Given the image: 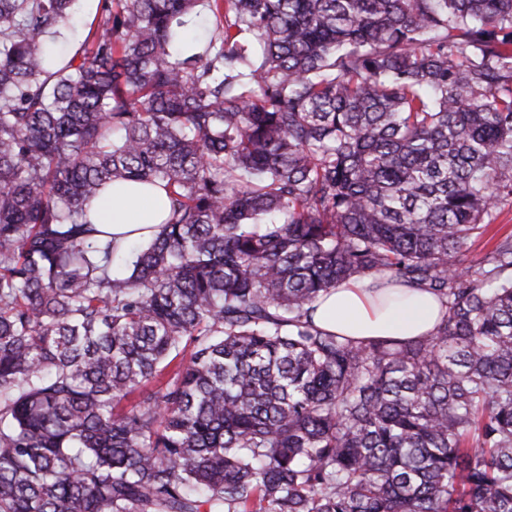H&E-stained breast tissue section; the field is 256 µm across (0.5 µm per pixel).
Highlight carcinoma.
<instances>
[{
    "label": "carcinoma",
    "mask_w": 512,
    "mask_h": 512,
    "mask_svg": "<svg viewBox=\"0 0 512 512\" xmlns=\"http://www.w3.org/2000/svg\"><path fill=\"white\" fill-rule=\"evenodd\" d=\"M76 2L0 0V512H512V0ZM376 277L436 332L314 325ZM97 1H86L81 2L80 14L72 33H67V39L75 42L76 44L81 43L85 38L88 27L85 25L87 21H90L95 13ZM98 221L102 230L126 243L148 239L153 229L162 223L169 213V201L157 189L135 184L112 187L97 203ZM510 232H512V205L506 204L501 208L497 220L490 228L487 235H485L483 239L473 243L471 246H468L460 258L466 265L477 267L482 261L487 250L491 248L496 238ZM495 234V238L491 242L487 243Z\"/></svg>",
    "instance_id": "carcinoma-1"
}]
</instances>
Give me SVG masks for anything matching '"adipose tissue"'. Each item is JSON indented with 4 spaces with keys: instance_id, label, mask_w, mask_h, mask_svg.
Masks as SVG:
<instances>
[{
    "instance_id": "obj_1",
    "label": "adipose tissue",
    "mask_w": 512,
    "mask_h": 512,
    "mask_svg": "<svg viewBox=\"0 0 512 512\" xmlns=\"http://www.w3.org/2000/svg\"><path fill=\"white\" fill-rule=\"evenodd\" d=\"M98 222L124 242L148 239L152 227L169 213V201L157 189L135 184L113 187L97 204ZM445 313L433 294L420 288L350 281L320 300L315 325L354 340H408L432 335Z\"/></svg>"
}]
</instances>
